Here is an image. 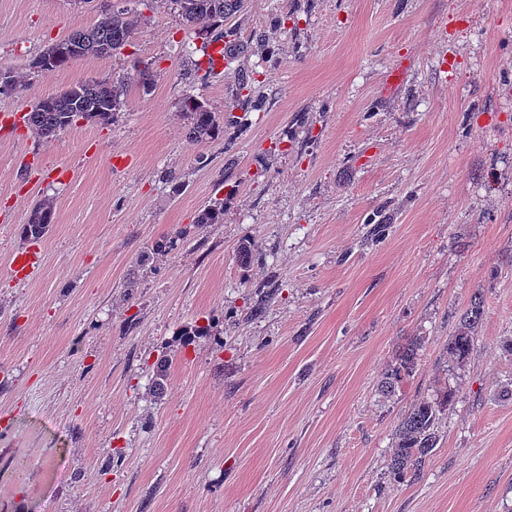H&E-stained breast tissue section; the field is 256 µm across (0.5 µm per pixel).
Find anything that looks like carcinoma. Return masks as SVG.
Masks as SVG:
<instances>
[{"label":"carcinoma","mask_w":512,"mask_h":512,"mask_svg":"<svg viewBox=\"0 0 512 512\" xmlns=\"http://www.w3.org/2000/svg\"><path fill=\"white\" fill-rule=\"evenodd\" d=\"M181 19L197 29L206 39L211 31L222 26L224 17L241 8V0H177ZM135 20L126 10L114 9L103 14L93 26L72 32L52 44L35 58L34 69L52 71L70 67L88 57H108L120 50L132 38ZM137 83L144 92L151 91L155 74L153 63L139 60L135 64ZM126 86L123 82L84 81L58 94L38 99L27 115V122L41 138H55L78 120L108 124L124 104ZM181 110L188 122L187 133L197 142L207 141L220 131L216 113L199 96L188 93L181 101ZM54 204L49 199L37 203L28 216L26 233L29 237L44 234L53 223ZM224 201L205 206L199 213V224H221ZM479 298L463 314L454 336L448 340L445 352L452 362H465L475 349V331L482 318ZM420 340L413 338L396 357L392 367L382 373L378 391L388 397L401 388L417 366ZM455 397V391L444 386L431 398L417 400L395 427L397 444L390 459V472L398 481L417 479L439 442V426Z\"/></svg>","instance_id":"obj_1"}]
</instances>
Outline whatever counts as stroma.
<instances>
[{
  "label": "stroma",
  "instance_id": "obj_1",
  "mask_svg": "<svg viewBox=\"0 0 512 512\" xmlns=\"http://www.w3.org/2000/svg\"><path fill=\"white\" fill-rule=\"evenodd\" d=\"M114 5L137 20L120 52L32 68ZM218 33L216 76L177 0H0V512H512V0H245ZM88 80L126 83L111 123L27 127ZM189 92L214 139L189 138ZM44 198L40 264L15 274ZM443 385L439 443L396 482L395 427ZM181 110L188 122L189 138L203 142L214 138L220 131L216 113L199 96L186 94L181 101ZM54 209V204L49 199L40 201L32 208L25 228L28 237L44 234L48 224L53 223ZM480 298L475 297L471 307L463 314L454 336L448 340L445 352L457 364L465 362L475 349V331L482 318ZM420 344L417 338L411 339L396 357L395 364L382 373L378 386L381 395L388 397L395 394L403 382L412 376L417 366Z\"/></svg>",
  "mask_w": 512,
  "mask_h": 512
}]
</instances>
